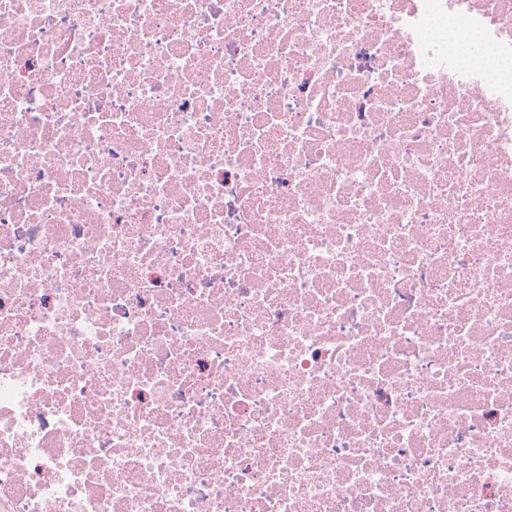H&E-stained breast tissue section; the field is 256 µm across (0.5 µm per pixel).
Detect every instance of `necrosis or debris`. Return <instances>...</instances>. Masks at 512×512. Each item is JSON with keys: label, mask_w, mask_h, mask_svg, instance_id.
Here are the masks:
<instances>
[{"label": "necrosis or debris", "mask_w": 512, "mask_h": 512, "mask_svg": "<svg viewBox=\"0 0 512 512\" xmlns=\"http://www.w3.org/2000/svg\"><path fill=\"white\" fill-rule=\"evenodd\" d=\"M512 0H0V512H512Z\"/></svg>", "instance_id": "1"}]
</instances>
